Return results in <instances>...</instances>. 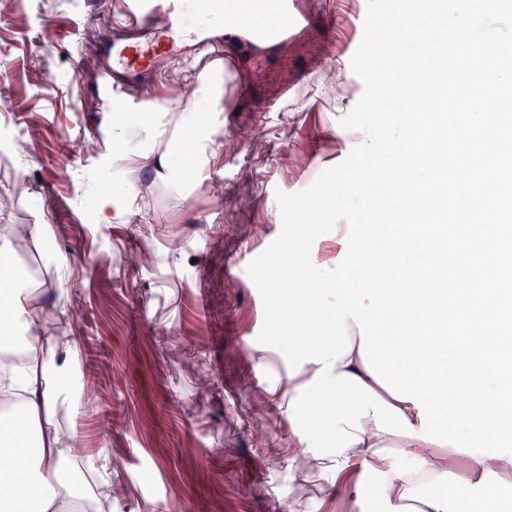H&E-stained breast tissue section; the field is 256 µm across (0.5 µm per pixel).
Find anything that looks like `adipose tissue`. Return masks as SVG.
<instances>
[{"label":"adipose tissue","instance_id":"adipose-tissue-1","mask_svg":"<svg viewBox=\"0 0 512 512\" xmlns=\"http://www.w3.org/2000/svg\"><path fill=\"white\" fill-rule=\"evenodd\" d=\"M116 105L97 129L124 165L125 194L137 196L147 172L184 206L224 158L222 65L174 74L166 103ZM31 241L48 244L45 225L0 224V512H112L109 467L76 454V433L62 423L80 404L75 342L44 334L45 291L13 263ZM360 423L361 441L342 455L316 458L298 442L291 456L302 483L344 485L350 512H450L453 499L477 508L499 499L490 474L512 471L505 457L381 432L370 416Z\"/></svg>","mask_w":512,"mask_h":512}]
</instances>
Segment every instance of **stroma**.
<instances>
[{"label": "stroma", "mask_w": 512, "mask_h": 512, "mask_svg": "<svg viewBox=\"0 0 512 512\" xmlns=\"http://www.w3.org/2000/svg\"><path fill=\"white\" fill-rule=\"evenodd\" d=\"M287 43L237 47L224 78L221 170L185 208L166 190L119 201L100 223L92 185L120 187L91 120L107 109L82 44L112 0H0V224H45L51 251L20 262L75 339L79 450L112 468L113 512H347L300 488L290 461L288 369L258 367L261 296L249 263L279 235L277 191L310 186L365 135L340 121L363 83L343 44L367 0H301Z\"/></svg>", "instance_id": "1"}]
</instances>
